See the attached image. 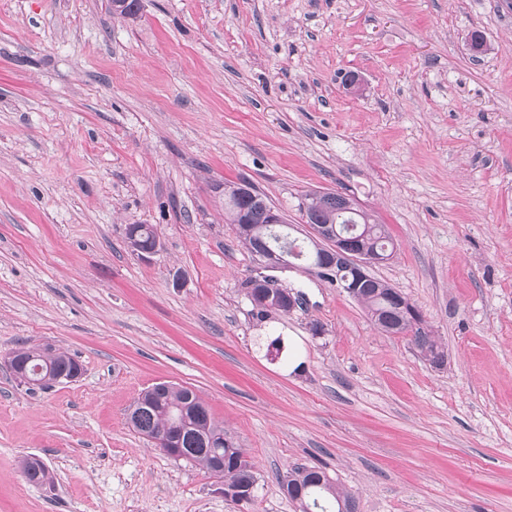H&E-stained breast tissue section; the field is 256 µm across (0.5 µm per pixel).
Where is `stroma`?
I'll return each mask as SVG.
<instances>
[{
  "label": "stroma",
  "mask_w": 512,
  "mask_h": 512,
  "mask_svg": "<svg viewBox=\"0 0 512 512\" xmlns=\"http://www.w3.org/2000/svg\"><path fill=\"white\" fill-rule=\"evenodd\" d=\"M140 4L0 0V359L82 367L29 390L0 362V512H297L280 481L314 465L357 512H512V0ZM242 181L300 238L313 190L384 224L372 273L446 366L303 268L277 277L301 305L258 320L224 217ZM157 382L244 449L252 503L129 425ZM126 240L128 248L139 256L142 251L154 249L159 245L154 228L150 224H130L126 228ZM156 250L145 252L142 257L152 255ZM417 336L414 345L418 351L425 358H429L436 367H443L447 363L448 355L441 344L435 339V336H432L430 332ZM16 355L18 368L24 370L29 376L42 381L39 389H47L55 383L66 378L72 369H80L78 362L69 354L63 351L53 352L37 349H20ZM41 366L42 371L34 373V368ZM61 377V378H60Z\"/></svg>",
  "instance_id": "1"
}]
</instances>
